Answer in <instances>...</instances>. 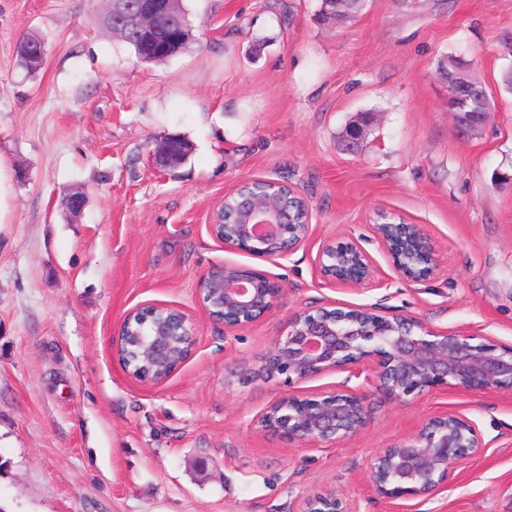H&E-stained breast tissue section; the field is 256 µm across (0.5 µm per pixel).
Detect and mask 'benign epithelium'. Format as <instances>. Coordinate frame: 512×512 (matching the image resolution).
Wrapping results in <instances>:
<instances>
[{
  "label": "benign epithelium",
  "instance_id": "obj_1",
  "mask_svg": "<svg viewBox=\"0 0 512 512\" xmlns=\"http://www.w3.org/2000/svg\"><path fill=\"white\" fill-rule=\"evenodd\" d=\"M172 0H141L132 16L146 33L163 32L165 43L179 39V29L160 30ZM448 112L456 129L478 132L490 112L485 87L470 79L455 60L444 63ZM375 113L361 112L346 128L352 149L366 134ZM178 148L159 144L154 158L164 168L177 166ZM239 223L223 224L212 214L208 230L224 248L266 259H285L312 234V215L296 224L287 208L270 196L239 194ZM376 233L407 283L429 279L435 271L432 247L420 225L400 218L376 225ZM321 277L339 287L369 279L374 264L360 244L348 239L324 245L318 255ZM284 288L267 274L234 263L210 267L197 282L208 317L237 332L270 314ZM150 309L159 316L152 331L133 335L134 317ZM198 328L181 309L148 304L130 310L112 336V352L130 379L158 385L171 377L193 354ZM345 379L304 395L284 393L255 420L258 432L278 437L288 447L342 441L370 424L375 409L393 403L411 404L431 390L512 392V346L476 342V337L432 330L410 316L387 318L367 307H319L299 313L277 337L265 362L239 365L246 381L284 385L330 373ZM361 383L352 386V379ZM486 448L477 424L454 412L429 417L410 440L385 448L373 458L367 481L373 493L387 499H431L445 489L448 472L467 465ZM298 512H350L336 492L308 496Z\"/></svg>",
  "mask_w": 512,
  "mask_h": 512
}]
</instances>
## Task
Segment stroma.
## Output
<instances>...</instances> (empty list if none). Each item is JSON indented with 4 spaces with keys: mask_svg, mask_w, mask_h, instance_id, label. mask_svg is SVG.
<instances>
[{
    "mask_svg": "<svg viewBox=\"0 0 512 512\" xmlns=\"http://www.w3.org/2000/svg\"><path fill=\"white\" fill-rule=\"evenodd\" d=\"M184 6L192 47L152 64L99 25L107 0H0V512H295L328 490L353 512H512V392L432 391L382 407L353 438L289 448L255 418L344 373L287 387L236 376L291 317L330 304L512 345V0H366L333 28L319 0ZM29 34L46 42L32 76L16 57ZM448 54L491 100L471 138L437 73ZM360 112L375 121L350 152L341 135ZM171 135L191 151L162 170L152 153ZM253 179L288 181L311 207L312 235L287 258L225 250L207 229L225 192ZM385 214L420 225L430 280L397 275L374 232ZM348 238L374 274L330 285L319 250ZM224 262L284 288L238 332L196 292ZM150 303L200 326L189 360L154 386L112 356L120 320ZM446 410L478 424L484 453L429 501L377 497L375 454Z\"/></svg>",
    "mask_w": 512,
    "mask_h": 512,
    "instance_id": "35a3bbf8",
    "label": "stroma"
}]
</instances>
